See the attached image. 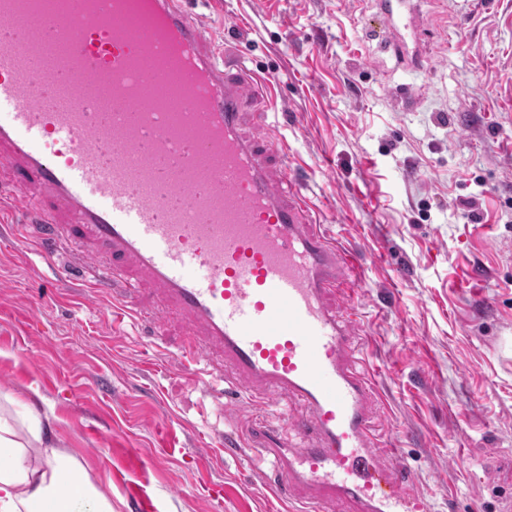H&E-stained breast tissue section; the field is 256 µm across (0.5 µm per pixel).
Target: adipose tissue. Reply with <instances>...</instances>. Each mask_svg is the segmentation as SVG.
<instances>
[{
	"label": "adipose tissue",
	"instance_id": "obj_1",
	"mask_svg": "<svg viewBox=\"0 0 512 512\" xmlns=\"http://www.w3.org/2000/svg\"><path fill=\"white\" fill-rule=\"evenodd\" d=\"M14 397L0 405V512H113L112 497L36 417L10 420Z\"/></svg>",
	"mask_w": 512,
	"mask_h": 512
}]
</instances>
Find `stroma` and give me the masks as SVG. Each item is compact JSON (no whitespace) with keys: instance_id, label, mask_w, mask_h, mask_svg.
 <instances>
[{"instance_id":"1","label":"stroma","mask_w":512,"mask_h":512,"mask_svg":"<svg viewBox=\"0 0 512 512\" xmlns=\"http://www.w3.org/2000/svg\"><path fill=\"white\" fill-rule=\"evenodd\" d=\"M183 5L217 46L277 79L275 100L249 99V127L279 125L323 229L359 255L361 281L336 304L359 314L382 442L400 445L435 512H499L512 499V113L498 105L512 87V0H423L432 35L417 71L381 49L375 0ZM69 261L0 244V395L55 416L114 512H133L132 484L154 512H266L246 462L196 452L254 408L221 416L181 365L180 323L158 349L140 326L113 328L67 284ZM472 267L480 302L453 286ZM167 423L184 451L160 459ZM206 483L232 485L224 505Z\"/></svg>"}]
</instances>
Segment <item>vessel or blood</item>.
I'll list each match as a JSON object with an SVG mask.
<instances>
[{"mask_svg": "<svg viewBox=\"0 0 512 512\" xmlns=\"http://www.w3.org/2000/svg\"><path fill=\"white\" fill-rule=\"evenodd\" d=\"M382 42L420 67L424 21L411 0H379ZM23 27H16L17 18ZM158 33L130 32L146 19ZM65 45L54 70L48 43ZM178 54L182 110L150 107L145 57ZM112 89L102 109L104 87ZM274 84L215 49L181 0H0V223L43 257L81 249L88 288H147L155 335L184 327L186 369L270 406L296 403L286 427L255 424L225 452L269 468L281 512H431L400 449L372 429L378 390L357 367V322L331 298L358 259L323 235L313 205L269 163L276 127L243 129L245 104ZM215 166L199 182L194 158Z\"/></svg>", "mask_w": 512, "mask_h": 512, "instance_id": "1", "label": "vessel or blood"}]
</instances>
